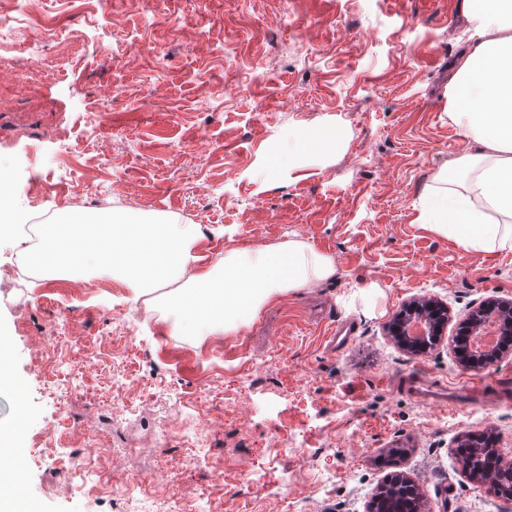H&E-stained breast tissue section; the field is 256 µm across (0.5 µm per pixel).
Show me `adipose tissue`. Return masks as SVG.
<instances>
[{
  "instance_id": "ef3b65f1",
  "label": "adipose tissue",
  "mask_w": 512,
  "mask_h": 512,
  "mask_svg": "<svg viewBox=\"0 0 512 512\" xmlns=\"http://www.w3.org/2000/svg\"><path fill=\"white\" fill-rule=\"evenodd\" d=\"M473 33L448 84V117L467 148L454 161L464 190L441 170L423 195L417 220L466 251L512 249V0H463ZM194 224L148 222L118 212L96 222L50 225L43 251L81 267H111L133 292L176 284L170 310L181 336L235 331L278 296L330 279L331 256L291 240L272 248L235 249L197 267ZM16 429H0V512H32L15 487Z\"/></svg>"
}]
</instances>
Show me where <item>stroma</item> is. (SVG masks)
I'll return each mask as SVG.
<instances>
[{"instance_id":"35a3bbf8","label":"stroma","mask_w":512,"mask_h":512,"mask_svg":"<svg viewBox=\"0 0 512 512\" xmlns=\"http://www.w3.org/2000/svg\"><path fill=\"white\" fill-rule=\"evenodd\" d=\"M0 70V338L35 512H132L140 478L182 512H367L404 473L432 512H512L461 471L467 431L512 455V354L462 366L452 339L409 355L383 326L411 298L462 318L512 299V250L464 251L418 223L431 177L465 146L448 82L467 43L459 0H26ZM112 54L100 56V41ZM344 125L337 157L275 166L289 135ZM120 211L197 224L201 265L304 241L335 275L234 333L173 335L160 291L134 295L53 260L20 284L27 230ZM83 199L73 206V195ZM346 321L344 348L324 338ZM423 370L457 403L415 401ZM481 396L464 391L467 382ZM24 411H17V403Z\"/></svg>"}]
</instances>
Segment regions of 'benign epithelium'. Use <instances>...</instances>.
Wrapping results in <instances>:
<instances>
[{
	"mask_svg": "<svg viewBox=\"0 0 512 512\" xmlns=\"http://www.w3.org/2000/svg\"><path fill=\"white\" fill-rule=\"evenodd\" d=\"M494 321L500 336L512 335V299L492 300L480 305L458 327V335L474 336L489 321ZM449 322L448 306L432 297H418L406 303L386 326L387 335L397 346L409 353L420 354L430 349L429 343L439 344L446 335ZM458 464L466 476L499 497L496 483L482 479L471 472V465L463 459Z\"/></svg>",
	"mask_w": 512,
	"mask_h": 512,
	"instance_id": "benign-epithelium-1",
	"label": "benign epithelium"
}]
</instances>
